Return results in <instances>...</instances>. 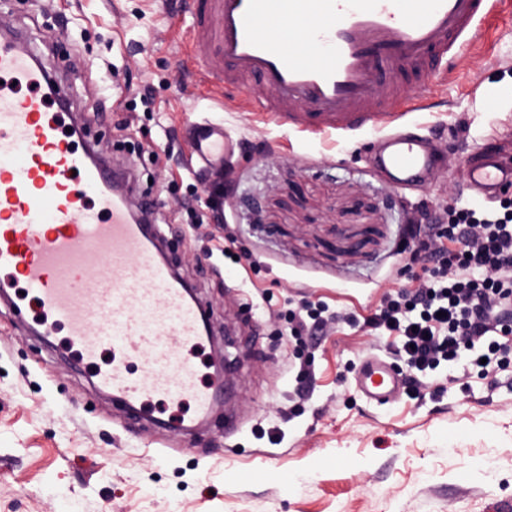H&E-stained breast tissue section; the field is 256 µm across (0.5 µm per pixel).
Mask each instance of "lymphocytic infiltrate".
Listing matches in <instances>:
<instances>
[{"label": "lymphocytic infiltrate", "instance_id": "1", "mask_svg": "<svg viewBox=\"0 0 512 512\" xmlns=\"http://www.w3.org/2000/svg\"><path fill=\"white\" fill-rule=\"evenodd\" d=\"M436 237L448 248H431ZM414 256L423 287L385 294L370 330L398 337L408 368L422 374L444 362L480 376L512 365V202L450 210L447 223L424 225Z\"/></svg>", "mask_w": 512, "mask_h": 512}]
</instances>
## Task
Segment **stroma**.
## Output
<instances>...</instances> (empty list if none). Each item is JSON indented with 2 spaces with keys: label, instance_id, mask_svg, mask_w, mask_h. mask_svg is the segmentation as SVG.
Instances as JSON below:
<instances>
[{
  "label": "stroma",
  "instance_id": "obj_1",
  "mask_svg": "<svg viewBox=\"0 0 512 512\" xmlns=\"http://www.w3.org/2000/svg\"><path fill=\"white\" fill-rule=\"evenodd\" d=\"M503 10L408 115L436 174L401 189L369 161L373 132L315 137L226 103L220 59L203 72L190 56L219 13L196 28L181 0H5L107 164L162 187L158 240L213 323L190 358L234 370L202 422L189 400L132 412L65 330L41 337L37 308L0 303V512H512V366L481 378L445 364L421 398L384 406L354 386L370 356L406 370L395 339L362 324L386 292L423 281L405 225L475 204L476 147L512 157V0ZM203 122L238 143L221 167L190 163ZM306 301L336 317L296 338L288 313Z\"/></svg>",
  "mask_w": 512,
  "mask_h": 512
}]
</instances>
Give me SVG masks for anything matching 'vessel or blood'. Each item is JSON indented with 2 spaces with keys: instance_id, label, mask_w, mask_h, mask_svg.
<instances>
[{
  "instance_id": "obj_1",
  "label": "vessel or blood",
  "mask_w": 512,
  "mask_h": 512,
  "mask_svg": "<svg viewBox=\"0 0 512 512\" xmlns=\"http://www.w3.org/2000/svg\"><path fill=\"white\" fill-rule=\"evenodd\" d=\"M225 86L258 80L277 88L261 111L314 135L367 129L379 137L375 165L404 186L432 171L423 136L405 124L418 85L441 75L448 55L469 48L503 0H214ZM32 34L0 33V300L22 284L26 299L64 326L100 386L134 403L164 397L210 405L224 377L200 384L187 356L202 343L204 308L157 257V235L139 222L134 185L79 150V124L65 126L71 97L35 51ZM235 144L223 125L193 127L192 157L223 164ZM470 183L492 202L512 188V163L478 149ZM110 312L104 323L102 312ZM113 357L97 360L104 340ZM357 389L385 405L402 390L399 373L369 358Z\"/></svg>"
}]
</instances>
